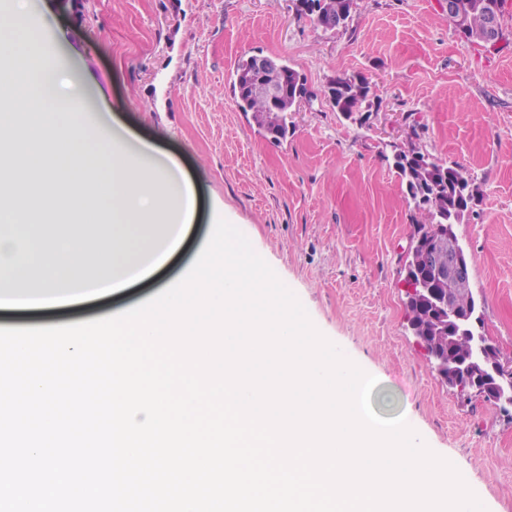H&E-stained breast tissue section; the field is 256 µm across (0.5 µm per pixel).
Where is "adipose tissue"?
<instances>
[{"mask_svg":"<svg viewBox=\"0 0 512 512\" xmlns=\"http://www.w3.org/2000/svg\"><path fill=\"white\" fill-rule=\"evenodd\" d=\"M0 49L20 62L0 67V152L30 142L35 124L54 147L36 149L24 167L0 176V222L15 227L0 234V312L49 308L149 276L178 251L194 221V183L172 156L76 107L30 5L0 13ZM31 100L39 112L27 111ZM58 211L98 248L72 250L66 274L39 277L31 272L29 230Z\"/></svg>","mask_w":512,"mask_h":512,"instance_id":"1","label":"adipose tissue"}]
</instances>
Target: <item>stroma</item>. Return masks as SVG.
Wrapping results in <instances>:
<instances>
[{"mask_svg":"<svg viewBox=\"0 0 512 512\" xmlns=\"http://www.w3.org/2000/svg\"><path fill=\"white\" fill-rule=\"evenodd\" d=\"M345 28L298 18L294 0H31L89 111L107 110L192 174L200 212L167 268L117 297L0 326L79 324L159 294L206 242L215 216L297 296L316 328L377 378L381 417L405 415L454 462L487 512H512V409L463 396L437 375L407 322L413 233L395 148L411 129L433 157L467 167L479 190L454 225L481 305L477 330L512 359V13L485 46L460 37L443 0H356ZM282 57L308 95L288 137L260 135L233 94L240 58ZM362 75L380 97L368 121L335 112L328 87Z\"/></svg>","mask_w":512,"mask_h":512,"instance_id":"1","label":"stroma"}]
</instances>
